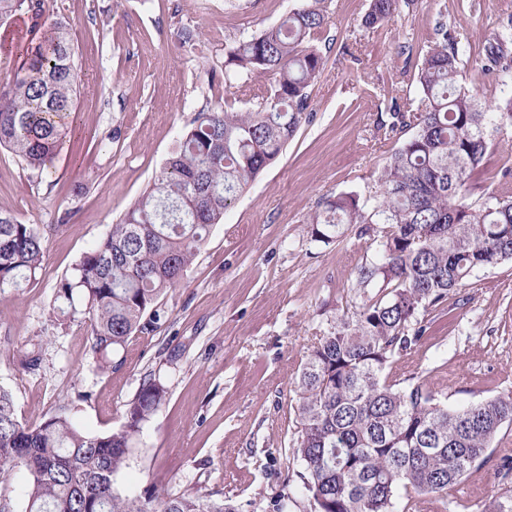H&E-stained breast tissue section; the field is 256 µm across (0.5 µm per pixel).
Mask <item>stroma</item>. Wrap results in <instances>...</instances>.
Instances as JSON below:
<instances>
[{
  "mask_svg": "<svg viewBox=\"0 0 512 512\" xmlns=\"http://www.w3.org/2000/svg\"><path fill=\"white\" fill-rule=\"evenodd\" d=\"M295 2L42 0L40 15L0 24L6 72L30 40L68 27L79 85L52 171L0 149V212L46 230L38 281L0 292V388L23 424L63 411L97 434L121 427L143 382L159 379L166 400L114 478L121 495L198 492L236 512H273L285 493L288 512H314L291 456L296 375L317 336L359 311L358 272L375 251L359 225L323 244L307 219L322 198L363 191L401 146L380 126L413 80L401 45L425 50L444 22L478 46L512 14V0H412L369 32V0H322L325 68L309 89L311 122L212 228L161 300L153 332L130 339L116 370L99 372L85 324L55 311L61 280L153 182L182 128L223 101L225 45ZM420 319L425 333L396 357L393 376L454 406L512 394V262L476 271ZM30 350L39 363L22 368ZM504 482L491 453L463 482L468 503L481 507Z\"/></svg>",
  "mask_w": 512,
  "mask_h": 512,
  "instance_id": "1",
  "label": "stroma"
}]
</instances>
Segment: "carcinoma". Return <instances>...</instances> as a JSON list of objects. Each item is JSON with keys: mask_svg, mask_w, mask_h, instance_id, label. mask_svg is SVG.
Here are the masks:
<instances>
[{"mask_svg": "<svg viewBox=\"0 0 512 512\" xmlns=\"http://www.w3.org/2000/svg\"><path fill=\"white\" fill-rule=\"evenodd\" d=\"M318 0H299L280 22L225 46L224 89L255 73L274 76L256 109L234 101L198 112L154 183L101 241L84 253L58 289L66 315L88 322L97 368L137 334L153 332L158 300L176 286L213 226L249 183L310 122L309 88L325 67L317 44L327 25ZM400 0H370L362 26L376 31ZM41 10V0H0V20ZM471 43L445 23L415 62L416 98L391 99L392 134L410 133L364 193L325 199L309 217L311 236L329 244L348 224L365 225L376 258L361 267L366 293L350 321L330 327L297 377L292 454L315 512H424L461 483L512 425V395L450 407L426 386H401L387 369L423 336L420 313L482 268L512 261V190L473 196L495 136L512 128V16L479 47L469 77L462 56ZM77 73L69 32L52 29L26 49L22 66L0 79V147L27 167L50 170L73 114ZM44 236L0 212V291L35 283ZM80 304H75L74 295ZM167 391L143 382L117 430L90 434L51 414L21 423L0 389V469L24 467V512H234L202 493L130 499L114 487L133 437ZM482 512H512V486Z\"/></svg>", "mask_w": 512, "mask_h": 512, "instance_id": "1", "label": "carcinoma"}]
</instances>
